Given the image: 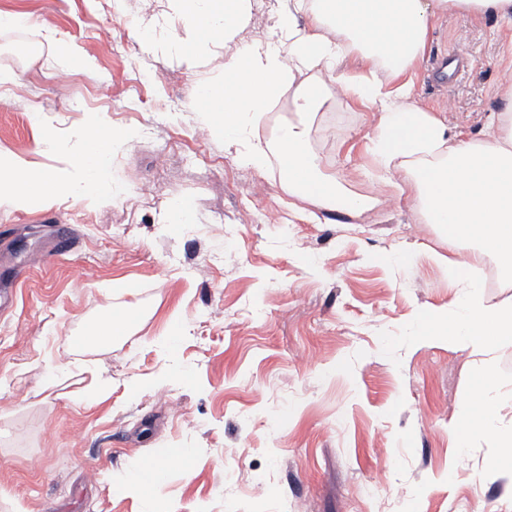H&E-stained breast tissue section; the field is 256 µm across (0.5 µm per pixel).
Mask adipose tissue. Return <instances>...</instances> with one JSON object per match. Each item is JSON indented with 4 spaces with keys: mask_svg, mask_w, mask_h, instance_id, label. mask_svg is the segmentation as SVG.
Segmentation results:
<instances>
[{
    "mask_svg": "<svg viewBox=\"0 0 512 512\" xmlns=\"http://www.w3.org/2000/svg\"><path fill=\"white\" fill-rule=\"evenodd\" d=\"M283 2L267 39L245 45L225 62L223 82L206 84L207 123L223 136L225 150L262 168L268 152L253 130L265 112L290 96L295 118L280 127L275 143L283 185L289 195L354 217L377 201L346 191L321 172L308 149L309 122L325 105L331 81L378 112L369 137L376 166L402 172L426 223L469 248L467 259L449 261L445 269L463 286L459 304L431 316L424 328L475 353L512 348V306L485 304L480 283L467 276L474 261L489 256L512 279V86L502 90L499 109L475 140L418 106L413 86L399 81L422 57L432 21L465 14L512 26V0ZM177 9L202 44L217 45L242 30L249 0H177ZM353 58L362 69H347ZM131 139L103 130L93 116L71 166L43 169L0 153V202L17 209L38 198L111 202L122 192L110 172L112 158ZM476 383L474 397L449 428L459 437L491 435L503 461L512 464V429L498 427L501 394L493 368L477 373Z\"/></svg>",
    "mask_w": 512,
    "mask_h": 512,
    "instance_id": "1",
    "label": "adipose tissue"
}]
</instances>
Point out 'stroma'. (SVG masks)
<instances>
[{
  "label": "stroma",
  "instance_id": "35a3bbf8",
  "mask_svg": "<svg viewBox=\"0 0 512 512\" xmlns=\"http://www.w3.org/2000/svg\"><path fill=\"white\" fill-rule=\"evenodd\" d=\"M279 8L250 0L237 35L203 47L173 0H0L52 28L0 27V150L72 163L92 113L135 134L112 162L127 188L112 203L0 205V512H145L144 489L121 477L175 455L164 512H512L496 442L448 433L488 362L512 425V349L414 335L458 302L445 273L458 246L424 223L400 175L374 168L377 113L337 93L310 125L323 169L381 201L343 224L289 196L276 162H237L190 106ZM155 18L143 41L138 25ZM511 44L489 18L436 21L411 71L417 102L480 136L512 84ZM457 53L465 67L438 79ZM48 129L57 146L43 150ZM185 202L190 224L175 216ZM107 315L125 319L121 333L78 348Z\"/></svg>",
  "mask_w": 512,
  "mask_h": 512
}]
</instances>
